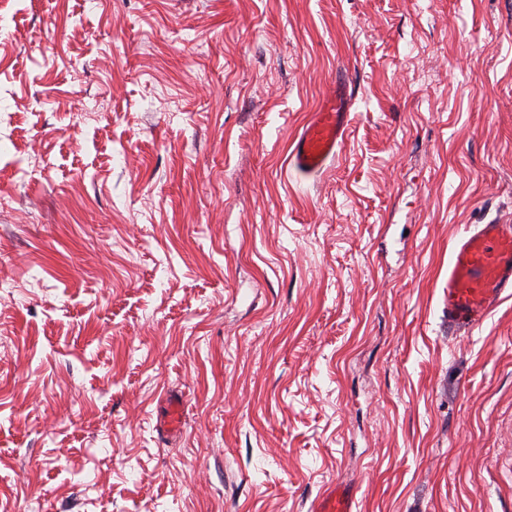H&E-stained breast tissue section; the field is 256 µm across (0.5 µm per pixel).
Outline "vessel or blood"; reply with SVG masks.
I'll return each mask as SVG.
<instances>
[{"instance_id": "vessel-or-blood-1", "label": "vessel or blood", "mask_w": 512, "mask_h": 512, "mask_svg": "<svg viewBox=\"0 0 512 512\" xmlns=\"http://www.w3.org/2000/svg\"><path fill=\"white\" fill-rule=\"evenodd\" d=\"M350 94L345 77L312 112L291 145L289 162L300 174L324 170L336 157L349 122ZM512 296V224H477L456 238L448 257V328L481 322ZM346 489H328L315 512H354Z\"/></svg>"}]
</instances>
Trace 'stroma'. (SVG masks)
<instances>
[{
  "label": "stroma",
  "mask_w": 512,
  "mask_h": 512,
  "mask_svg": "<svg viewBox=\"0 0 512 512\" xmlns=\"http://www.w3.org/2000/svg\"><path fill=\"white\" fill-rule=\"evenodd\" d=\"M492 221L512 0H0V512H512V297L448 332ZM349 107L350 94L341 74L336 78V87L324 96L292 142L289 162L297 173L317 174L336 158L346 134ZM355 496L345 487L336 491V486L328 489L315 503V512H354Z\"/></svg>",
  "instance_id": "1"
}]
</instances>
